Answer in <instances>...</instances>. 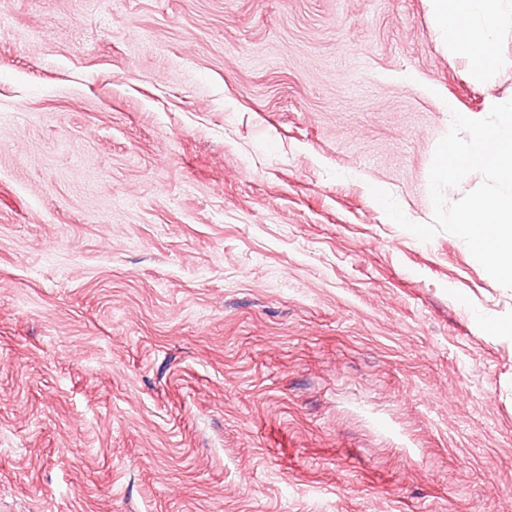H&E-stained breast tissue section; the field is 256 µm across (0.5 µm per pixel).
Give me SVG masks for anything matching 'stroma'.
Here are the masks:
<instances>
[{"mask_svg": "<svg viewBox=\"0 0 512 512\" xmlns=\"http://www.w3.org/2000/svg\"><path fill=\"white\" fill-rule=\"evenodd\" d=\"M498 50L430 0H0V512H512V289L371 193L432 221Z\"/></svg>", "mask_w": 512, "mask_h": 512, "instance_id": "1", "label": "stroma"}]
</instances>
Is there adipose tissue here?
Instances as JSON below:
<instances>
[{"label": "adipose tissue", "mask_w": 512, "mask_h": 512, "mask_svg": "<svg viewBox=\"0 0 512 512\" xmlns=\"http://www.w3.org/2000/svg\"><path fill=\"white\" fill-rule=\"evenodd\" d=\"M431 5L453 52L471 72L482 75L499 65L497 38L503 20L512 16V0H431Z\"/></svg>", "instance_id": "adipose-tissue-1"}]
</instances>
